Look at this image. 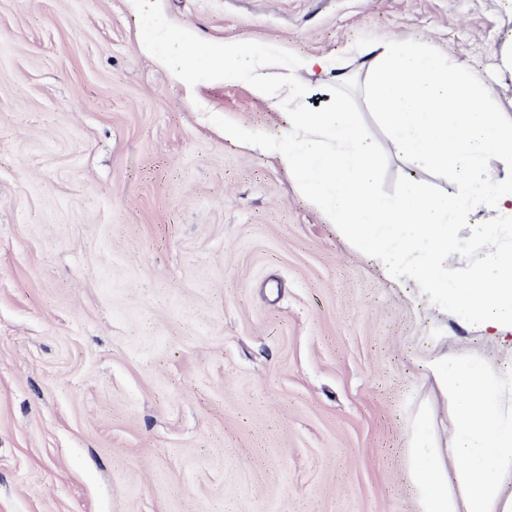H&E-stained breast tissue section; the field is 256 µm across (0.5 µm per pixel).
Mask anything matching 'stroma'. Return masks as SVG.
<instances>
[{
	"label": "stroma",
	"mask_w": 512,
	"mask_h": 512,
	"mask_svg": "<svg viewBox=\"0 0 512 512\" xmlns=\"http://www.w3.org/2000/svg\"><path fill=\"white\" fill-rule=\"evenodd\" d=\"M351 71L412 37L512 116V0H0V512H414L422 360L512 342L389 281L224 120L286 106L144 56L154 14ZM409 165L385 154L396 194Z\"/></svg>",
	"instance_id": "1"
}]
</instances>
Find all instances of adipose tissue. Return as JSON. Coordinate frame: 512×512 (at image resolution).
Listing matches in <instances>:
<instances>
[{"label": "adipose tissue", "instance_id": "ef3b65f1", "mask_svg": "<svg viewBox=\"0 0 512 512\" xmlns=\"http://www.w3.org/2000/svg\"><path fill=\"white\" fill-rule=\"evenodd\" d=\"M142 49L162 63L180 61L181 75L203 65L214 79L248 84L261 100L290 103L282 137L228 120L225 141L273 156L299 196L389 279L411 283L430 305L455 309L490 335H512V244L484 221L490 213L512 223V118L477 72L412 38L365 49V97L392 152L412 168L389 196L380 189L375 140L343 93L349 74H336L331 103L310 112L300 106L309 90L297 74L324 69L322 58L236 39L203 61L191 36L159 17ZM491 156L500 170L489 171ZM419 171L449 175V191H427ZM461 252L466 261L449 265ZM423 368L454 432L444 443L426 439L428 405L408 426L405 479L415 512H512V373L464 354L425 358Z\"/></svg>", "mask_w": 512, "mask_h": 512}]
</instances>
